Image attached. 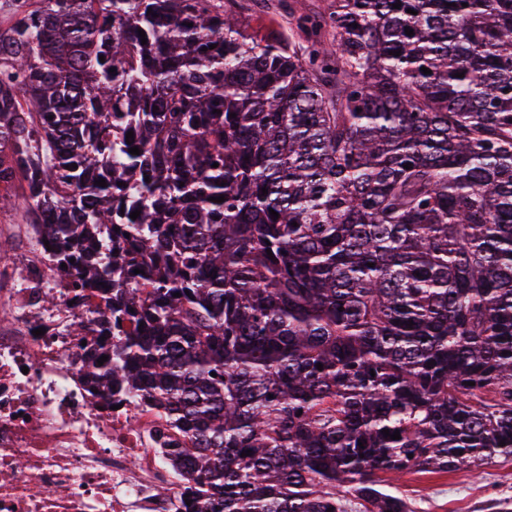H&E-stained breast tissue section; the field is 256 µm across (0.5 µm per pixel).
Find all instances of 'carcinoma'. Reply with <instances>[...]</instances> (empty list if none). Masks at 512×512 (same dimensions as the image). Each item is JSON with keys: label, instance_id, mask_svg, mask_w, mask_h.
I'll use <instances>...</instances> for the list:
<instances>
[{"label": "carcinoma", "instance_id": "cac0c4a2", "mask_svg": "<svg viewBox=\"0 0 512 512\" xmlns=\"http://www.w3.org/2000/svg\"><path fill=\"white\" fill-rule=\"evenodd\" d=\"M249 28L244 0H0V212L35 197L99 293L85 366L182 434L191 504L412 512L404 475L512 459V0Z\"/></svg>", "mask_w": 512, "mask_h": 512}]
</instances>
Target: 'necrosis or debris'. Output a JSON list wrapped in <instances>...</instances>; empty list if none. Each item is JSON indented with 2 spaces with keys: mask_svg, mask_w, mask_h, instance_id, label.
Listing matches in <instances>:
<instances>
[{
  "mask_svg": "<svg viewBox=\"0 0 512 512\" xmlns=\"http://www.w3.org/2000/svg\"><path fill=\"white\" fill-rule=\"evenodd\" d=\"M25 261L0 253V512H183L184 481L165 451L175 437L137 398L97 396L70 331L88 296H43L61 284L27 224Z\"/></svg>",
  "mask_w": 512,
  "mask_h": 512,
  "instance_id": "4bbe7bcc",
  "label": "necrosis or debris"
}]
</instances>
